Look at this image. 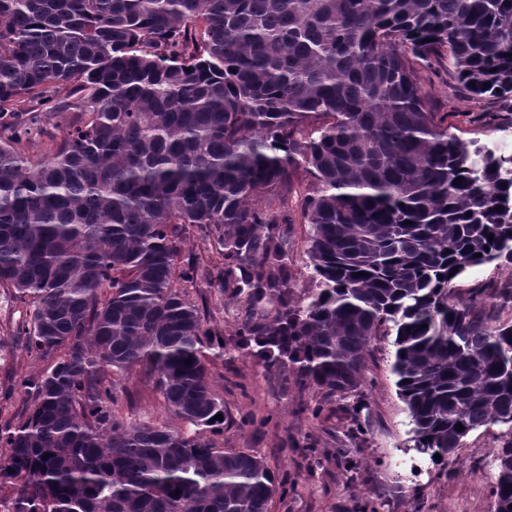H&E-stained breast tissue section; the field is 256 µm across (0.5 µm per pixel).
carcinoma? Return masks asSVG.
Returning <instances> with one entry per match:
<instances>
[{
    "instance_id": "cac0c4a2",
    "label": "carcinoma",
    "mask_w": 512,
    "mask_h": 512,
    "mask_svg": "<svg viewBox=\"0 0 512 512\" xmlns=\"http://www.w3.org/2000/svg\"><path fill=\"white\" fill-rule=\"evenodd\" d=\"M432 58L472 98L512 100V0H0V113L54 112L57 86L85 114L47 157L0 136V288L30 300L19 334L50 362L0 427L11 512H269L262 458L206 436L224 341L174 287L196 274L175 267L188 226L232 260L244 345L301 388L359 391L392 336L421 453L451 462L510 428L491 494L512 512V323L477 291L452 301L468 269L512 262V180L431 111L415 62ZM302 164L305 306L295 221L258 204L285 203ZM107 367L144 369L194 435L126 418ZM310 226L308 224H294L295 240L293 244V250L290 253V264L294 270L297 282L296 288H292L294 291L295 301H300L301 304L306 305V282L308 269V258L306 255V238L309 234Z\"/></svg>"
}]
</instances>
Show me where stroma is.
Here are the masks:
<instances>
[{
    "label": "stroma",
    "mask_w": 512,
    "mask_h": 512,
    "mask_svg": "<svg viewBox=\"0 0 512 512\" xmlns=\"http://www.w3.org/2000/svg\"><path fill=\"white\" fill-rule=\"evenodd\" d=\"M423 92L433 111L459 139L512 150V101L474 100L440 61L418 66ZM194 260V282H178L199 307L208 326L224 338V354L209 365V385L224 402V420L208 436L218 446L261 457L288 493L274 497L271 512H495L491 495L497 470L493 455L505 426L489 424L469 433L451 464L432 463L414 448L406 405L399 396L393 339L376 337L367 357L366 382L356 394L321 404L317 391L300 390L297 376L283 366H266L239 348L244 299L224 293L218 273L224 255L214 240L188 228L179 262ZM485 289V313L493 323L512 321V264L473 267L455 282L464 298ZM27 305L0 291V336L12 345L0 361V426L19 421L27 404L17 381L41 373L45 361L30 356L15 330ZM131 399L124 416L137 421L168 419L172 429L189 426L168 414L163 399L140 370L118 377Z\"/></svg>",
    "instance_id": "obj_1"
}]
</instances>
